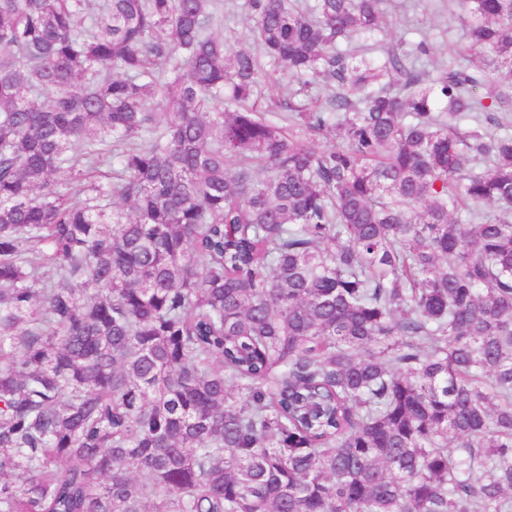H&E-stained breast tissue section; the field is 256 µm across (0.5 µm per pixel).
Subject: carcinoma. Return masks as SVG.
<instances>
[{
  "instance_id": "obj_1",
  "label": "carcinoma",
  "mask_w": 512,
  "mask_h": 512,
  "mask_svg": "<svg viewBox=\"0 0 512 512\" xmlns=\"http://www.w3.org/2000/svg\"><path fill=\"white\" fill-rule=\"evenodd\" d=\"M381 5L0 0V512H512V0ZM245 1L224 0V15L214 28L223 33L234 48H250L258 56L265 81L262 85L264 99L261 102L265 105L269 99L282 98L286 93H291L298 85L281 67L273 65L252 45L249 40L248 13L244 9ZM446 4V0H386L384 29L378 40L400 36L413 42L426 40L431 52L420 63L428 70L439 61H452L467 39L459 26L448 29Z\"/></svg>"
}]
</instances>
